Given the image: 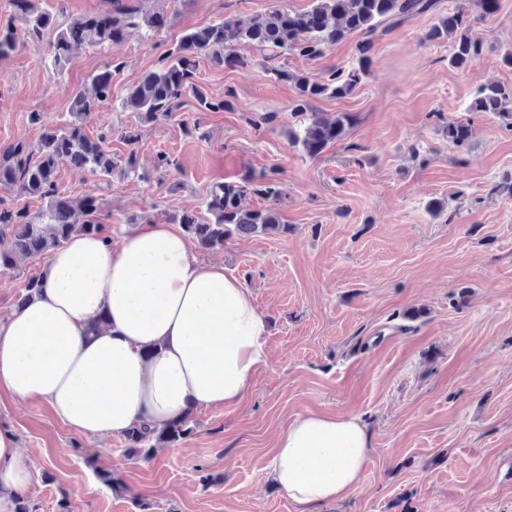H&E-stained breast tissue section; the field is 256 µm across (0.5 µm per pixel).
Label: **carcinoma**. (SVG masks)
<instances>
[{"label": "carcinoma", "mask_w": 512, "mask_h": 512, "mask_svg": "<svg viewBox=\"0 0 512 512\" xmlns=\"http://www.w3.org/2000/svg\"><path fill=\"white\" fill-rule=\"evenodd\" d=\"M39 0H15L23 16L24 29L0 31V60L16 51L19 44L37 42L44 31L54 28V13L38 6ZM438 0H313L312 8L294 12L282 6L253 15L247 26L232 20L187 31L168 50L156 69L142 76L128 88L121 100L122 109L137 113L145 120L168 117L179 106L182 96L193 95L201 112H222L231 106L232 92L225 98L211 97L194 82L199 58L207 57L214 65L244 67L247 61L235 53V47L247 41L261 51L269 52L274 61L283 52H298L318 59L329 47L352 34H358L356 64L348 69H336L321 79L293 75L280 66H269V77L289 81L295 88L290 112L300 118L301 130L291 133V143L310 157L320 155L328 144L341 140L353 123V116L340 112L329 119L311 108L317 98L346 97L355 92L369 71L374 35L378 30L391 31L408 20L436 10ZM475 18L464 7L442 17L425 33L430 42L452 38V65L462 68L478 56L483 41L472 32ZM168 16L131 6L126 0H112V8L81 16L59 30L48 45L47 55L55 68L62 70L68 63L73 47L118 46L127 29L144 26L159 33L169 27ZM94 95L77 91L72 96L69 120L56 127H41L36 147L14 145L0 154V187L20 195L44 201V207L32 215L26 209H15L0 202V232L12 235V248L0 252V274L16 271L21 264L44 257L63 246L76 231L95 234L102 230L98 214L102 207L96 195H86L78 201L59 195L56 187L58 162L68 160L74 167L87 170L106 181L112 177L117 162L107 146V135L89 137L82 128L85 119L102 103L112 99V64L90 76ZM468 111L491 112L512 128V85L490 84L476 90ZM448 141L462 146L472 137L468 123H453L446 128ZM252 192L275 201L281 191L278 183L260 172L243 184L219 182L209 190L204 208L185 210L167 215L170 224H178L183 232L204 249H219L234 237L257 233L282 234L288 225L281 223L276 208L247 209L242 200ZM192 420L187 418L170 428L155 433L146 428L126 434L131 455L147 458L153 446L152 437L177 442L191 435ZM92 467L112 492L121 484L112 471L96 463Z\"/></svg>", "instance_id": "obj_1"}]
</instances>
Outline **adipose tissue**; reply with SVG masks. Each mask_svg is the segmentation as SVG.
Here are the masks:
<instances>
[{
    "mask_svg": "<svg viewBox=\"0 0 512 512\" xmlns=\"http://www.w3.org/2000/svg\"><path fill=\"white\" fill-rule=\"evenodd\" d=\"M268 324L251 288L198 259L172 225H137L117 244L76 233L39 292L0 318V390L46 402L85 434L159 431L191 409L239 403L268 365ZM372 452L360 417L300 413L278 434L268 477L299 512H317L360 489ZM33 478L0 425V512H16Z\"/></svg>",
    "mask_w": 512,
    "mask_h": 512,
    "instance_id": "obj_1",
    "label": "adipose tissue"
}]
</instances>
